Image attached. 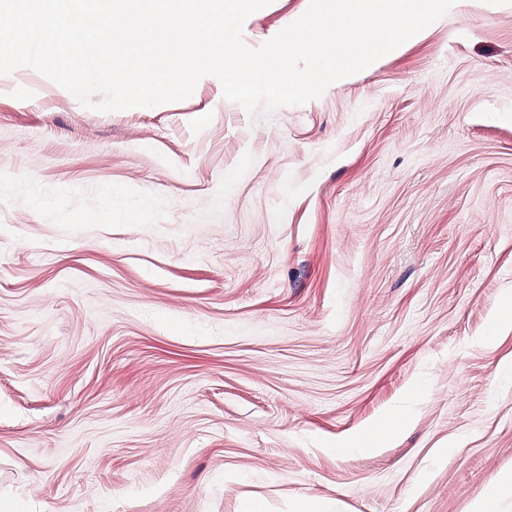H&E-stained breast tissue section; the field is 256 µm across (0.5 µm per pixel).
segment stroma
<instances>
[{
  "mask_svg": "<svg viewBox=\"0 0 512 512\" xmlns=\"http://www.w3.org/2000/svg\"><path fill=\"white\" fill-rule=\"evenodd\" d=\"M309 0L244 24L256 48ZM512 5L315 100L99 112L0 75V499L469 512L512 470ZM408 422L370 454L359 432Z\"/></svg>",
  "mask_w": 512,
  "mask_h": 512,
  "instance_id": "stroma-1",
  "label": "stroma"
}]
</instances>
